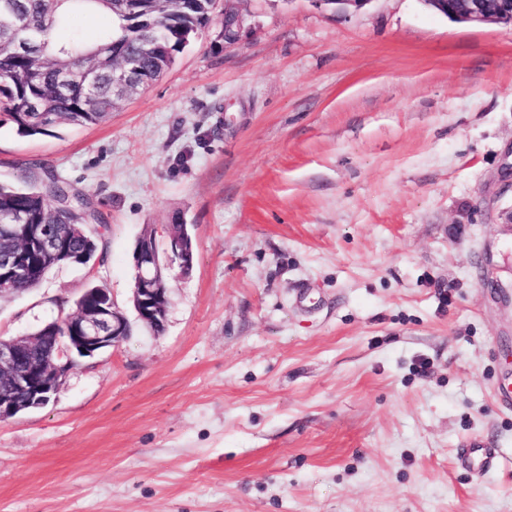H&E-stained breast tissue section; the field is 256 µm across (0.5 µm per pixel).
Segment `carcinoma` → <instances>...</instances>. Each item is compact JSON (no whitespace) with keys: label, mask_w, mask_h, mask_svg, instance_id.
<instances>
[{"label":"carcinoma","mask_w":512,"mask_h":512,"mask_svg":"<svg viewBox=\"0 0 512 512\" xmlns=\"http://www.w3.org/2000/svg\"><path fill=\"white\" fill-rule=\"evenodd\" d=\"M211 0H142L133 17L112 11L110 0H0V117L27 135H46L60 125L88 126L110 116L117 99L112 97V49L133 58L128 78L134 85L164 73L175 55L210 22ZM83 10L112 15V28L90 42L78 34L62 40L59 29ZM33 37L37 49L14 48L17 30ZM41 110L34 111L30 102ZM65 187L53 180L43 189L0 184V260L19 250V236L4 229L13 217L27 224H79L81 231L66 238L67 250L56 258L33 252L30 277L8 283V268L0 263V297L24 288H35L46 273L61 263L83 262L99 241L86 226L85 214L63 205ZM57 198V205L46 197Z\"/></svg>","instance_id":"cac0c4a2"}]
</instances>
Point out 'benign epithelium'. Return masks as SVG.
Listing matches in <instances>:
<instances>
[{
    "label": "benign epithelium",
    "instance_id": "1",
    "mask_svg": "<svg viewBox=\"0 0 512 512\" xmlns=\"http://www.w3.org/2000/svg\"><path fill=\"white\" fill-rule=\"evenodd\" d=\"M316 8L348 14L357 12L372 0H309ZM430 12L458 23L497 24L512 27V0H421ZM224 47L238 44L245 30L244 15L238 0H224ZM28 234L30 248L48 254L59 252L63 233L58 224H15ZM166 258L159 260L156 236L142 235L135 246L132 302L137 318L152 329L165 326L170 304L165 288L168 265L176 262L184 273L193 266L194 248L187 244L173 224L164 227ZM12 278L18 283L27 279L28 254L20 251L11 257ZM101 302L83 307L63 324V335L52 340L64 345L57 356L41 357L36 353L37 336L0 338V421L16 417L24 408L47 405L67 374L80 358H91L118 346L130 335V324L116 308L108 292Z\"/></svg>",
    "mask_w": 512,
    "mask_h": 512
}]
</instances>
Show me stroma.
<instances>
[{"instance_id":"1","label":"stroma","mask_w":512,"mask_h":512,"mask_svg":"<svg viewBox=\"0 0 512 512\" xmlns=\"http://www.w3.org/2000/svg\"><path fill=\"white\" fill-rule=\"evenodd\" d=\"M97 125H0V183L58 176L99 249L0 302V338L108 290L131 335L0 422V512H512V28L420 0H248ZM181 216L156 334L132 252ZM498 449L484 476L457 462ZM243 1L225 0L224 15L221 18L224 28V45L232 47L238 44L245 30L244 15L240 6ZM309 2L317 9L348 14L360 11L370 4L371 0H309Z\"/></svg>"}]
</instances>
